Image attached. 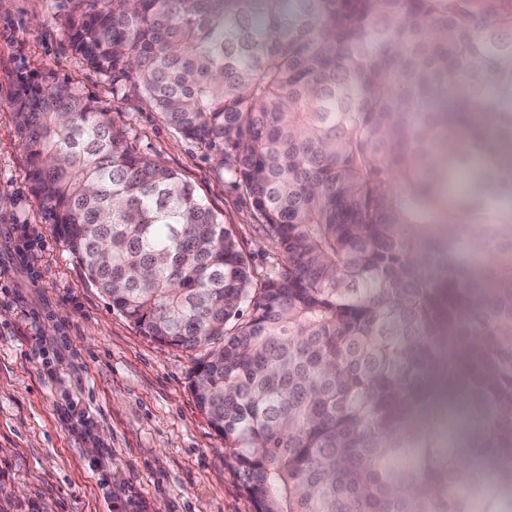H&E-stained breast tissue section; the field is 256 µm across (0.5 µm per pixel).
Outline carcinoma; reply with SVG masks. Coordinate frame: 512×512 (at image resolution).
<instances>
[{"mask_svg": "<svg viewBox=\"0 0 512 512\" xmlns=\"http://www.w3.org/2000/svg\"><path fill=\"white\" fill-rule=\"evenodd\" d=\"M68 27L282 258L256 275L107 113L17 76L45 219L142 335L206 349L190 389L255 512H512V0H89ZM444 395L480 426L445 430Z\"/></svg>", "mask_w": 512, "mask_h": 512, "instance_id": "obj_1", "label": "carcinoma"}]
</instances>
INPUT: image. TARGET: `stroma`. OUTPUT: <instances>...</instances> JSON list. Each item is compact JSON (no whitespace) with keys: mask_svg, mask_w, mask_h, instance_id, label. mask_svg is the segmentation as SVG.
<instances>
[{"mask_svg":"<svg viewBox=\"0 0 512 512\" xmlns=\"http://www.w3.org/2000/svg\"><path fill=\"white\" fill-rule=\"evenodd\" d=\"M80 7L0 0V512H117L120 486L133 512H254L188 388L199 351L142 336L113 311L30 192L12 105L21 70L92 98L133 151L177 171L222 215L258 270L278 259L206 152L74 52L68 19Z\"/></svg>","mask_w":512,"mask_h":512,"instance_id":"35a3bbf8","label":"stroma"}]
</instances>
